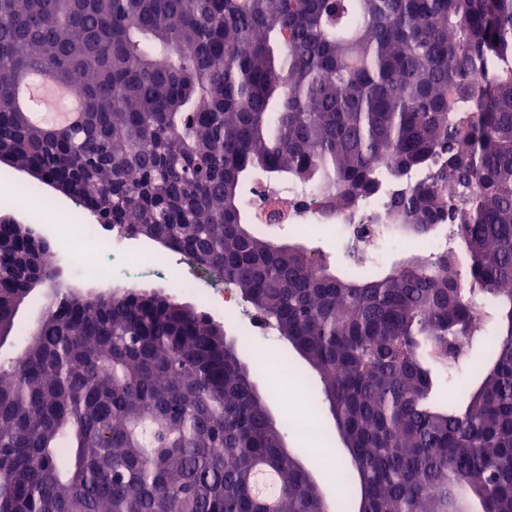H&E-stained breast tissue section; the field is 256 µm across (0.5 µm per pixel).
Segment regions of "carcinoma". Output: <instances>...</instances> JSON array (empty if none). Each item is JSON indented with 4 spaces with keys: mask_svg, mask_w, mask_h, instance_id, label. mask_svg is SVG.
<instances>
[{
    "mask_svg": "<svg viewBox=\"0 0 512 512\" xmlns=\"http://www.w3.org/2000/svg\"><path fill=\"white\" fill-rule=\"evenodd\" d=\"M44 69L78 126L14 106ZM0 153L224 275L291 340L345 448L344 512H512V0H0ZM420 169L387 225L448 221L466 278L446 250L336 273L242 205L256 170L348 209ZM2 236L0 347L33 284L55 287L52 250ZM268 405L205 312L57 295L0 365V512H320Z\"/></svg>",
    "mask_w": 512,
    "mask_h": 512,
    "instance_id": "obj_1",
    "label": "carcinoma"
}]
</instances>
